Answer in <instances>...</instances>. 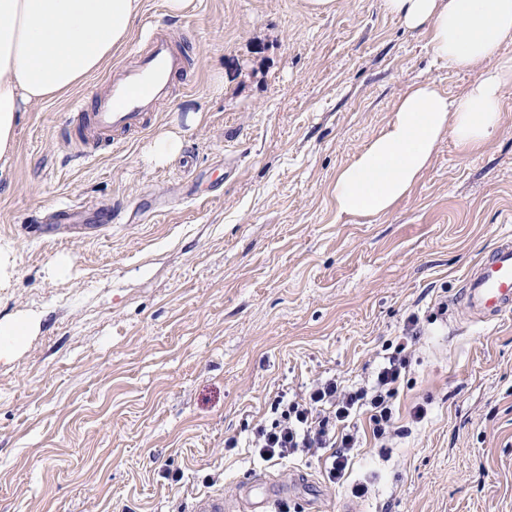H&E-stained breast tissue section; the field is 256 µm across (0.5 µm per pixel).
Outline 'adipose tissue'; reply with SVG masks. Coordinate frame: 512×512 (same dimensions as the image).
<instances>
[{"instance_id":"adipose-tissue-1","label":"adipose tissue","mask_w":512,"mask_h":512,"mask_svg":"<svg viewBox=\"0 0 512 512\" xmlns=\"http://www.w3.org/2000/svg\"><path fill=\"white\" fill-rule=\"evenodd\" d=\"M142 0H0V172L17 146L19 116L62 97L101 70L124 46ZM388 13L424 31L433 54L468 72L512 42V0H385ZM512 96V57L451 99L435 83L413 84L393 116L333 189L338 214L383 215L404 198L430 165L443 138L469 155L490 144Z\"/></svg>"}]
</instances>
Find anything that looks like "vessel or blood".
I'll return each instance as SVG.
<instances>
[{
	"label": "vessel or blood",
	"mask_w": 512,
	"mask_h": 512,
	"mask_svg": "<svg viewBox=\"0 0 512 512\" xmlns=\"http://www.w3.org/2000/svg\"><path fill=\"white\" fill-rule=\"evenodd\" d=\"M187 66L186 55L166 30L153 28L136 59L105 77L97 108L83 122L80 139L84 147L78 151L77 161L94 158L101 145L116 144L118 136L149 130L159 106L169 100L175 79ZM460 301L471 317L482 322L512 313L511 237L501 239L469 268ZM244 490L246 512H269L285 493L284 485L259 477L249 478Z\"/></svg>",
	"instance_id": "obj_1"
}]
</instances>
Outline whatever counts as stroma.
I'll use <instances>...</instances> for the list:
<instances>
[{
	"instance_id": "stroma-1",
	"label": "stroma",
	"mask_w": 512,
	"mask_h": 512,
	"mask_svg": "<svg viewBox=\"0 0 512 512\" xmlns=\"http://www.w3.org/2000/svg\"><path fill=\"white\" fill-rule=\"evenodd\" d=\"M151 24L191 80L150 130L70 163L65 95L21 114L0 174V321L35 320L0 361V512H190L214 491L234 508L254 476L295 483L282 500L305 512H512V315L476 322L458 301L512 235V98L486 148L444 139L390 213L349 220L336 174L399 97L429 79L454 98L481 70L450 69L383 0H195L180 17L143 0L109 67ZM172 128L180 154L150 163ZM61 204L86 206L80 236L44 234ZM411 327L398 431L380 442L360 419L343 482L321 455L251 448L278 391L364 385Z\"/></svg>"
}]
</instances>
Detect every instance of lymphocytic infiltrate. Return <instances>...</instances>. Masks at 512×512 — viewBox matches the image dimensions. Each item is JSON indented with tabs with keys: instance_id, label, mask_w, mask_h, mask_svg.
<instances>
[{
	"instance_id": "1",
	"label": "lymphocytic infiltrate",
	"mask_w": 512,
	"mask_h": 512,
	"mask_svg": "<svg viewBox=\"0 0 512 512\" xmlns=\"http://www.w3.org/2000/svg\"><path fill=\"white\" fill-rule=\"evenodd\" d=\"M408 363L402 353L392 354L369 387L350 388L332 377L300 395L280 391L271 404L274 420L256 430L254 446L259 455L279 461L299 452L312 454L327 448L331 451L330 480L343 479L357 442L351 429L353 415L365 412L374 438H387L394 425L392 399Z\"/></svg>"
}]
</instances>
